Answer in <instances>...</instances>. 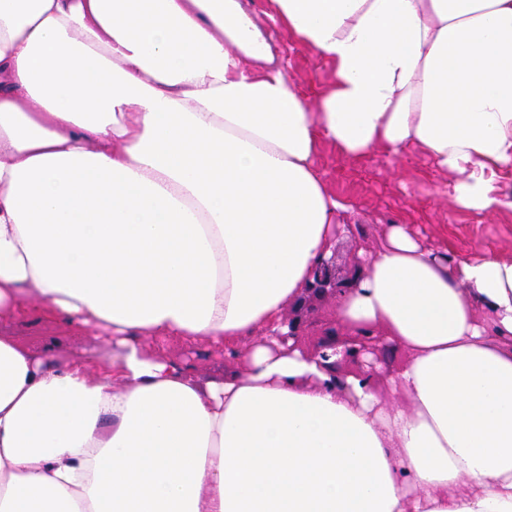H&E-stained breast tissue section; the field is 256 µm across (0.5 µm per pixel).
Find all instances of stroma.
<instances>
[{
	"mask_svg": "<svg viewBox=\"0 0 512 512\" xmlns=\"http://www.w3.org/2000/svg\"><path fill=\"white\" fill-rule=\"evenodd\" d=\"M278 53L286 69L308 98H316L331 80L325 63L293 42L287 32L273 28ZM328 185L355 215L350 232L336 237V264L348 272L356 263L357 249H377L386 225L412 224L426 239L446 241L448 250L460 255L483 251L512 254V211L484 216L455 209L443 189L447 175L421 154L396 157L385 150L357 160L344 158L331 144H324L317 158ZM18 341L39 346L53 336L62 343V360L85 357L89 345L81 337L49 320L29 317L11 323Z\"/></svg>",
	"mask_w": 512,
	"mask_h": 512,
	"instance_id": "obj_1",
	"label": "stroma"
}]
</instances>
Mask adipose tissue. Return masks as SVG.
<instances>
[{
    "label": "adipose tissue",
    "instance_id": "ef3b65f1",
    "mask_svg": "<svg viewBox=\"0 0 512 512\" xmlns=\"http://www.w3.org/2000/svg\"><path fill=\"white\" fill-rule=\"evenodd\" d=\"M266 6L316 99L249 0H0V321L112 346L0 330V512H512V256L391 224L323 340L285 324L342 226L323 143L512 211V0ZM251 1L259 19L266 25L269 24L273 27L274 42L288 73L293 76L303 94L310 99L316 98L331 80L328 66L320 62L313 54L295 44L288 36V32L273 26L270 19L262 13L264 0ZM9 327L17 335L13 336L14 338L33 347H38L46 337L58 338L62 342L60 358L64 361L82 359L88 349L92 348L80 336H71L67 330L54 322L39 320L35 316L14 321ZM162 352L173 358H180L194 363L196 367L214 370L223 363V356L217 351H210L207 345H187L180 341H169L162 345Z\"/></svg>",
    "mask_w": 512,
    "mask_h": 512
}]
</instances>
